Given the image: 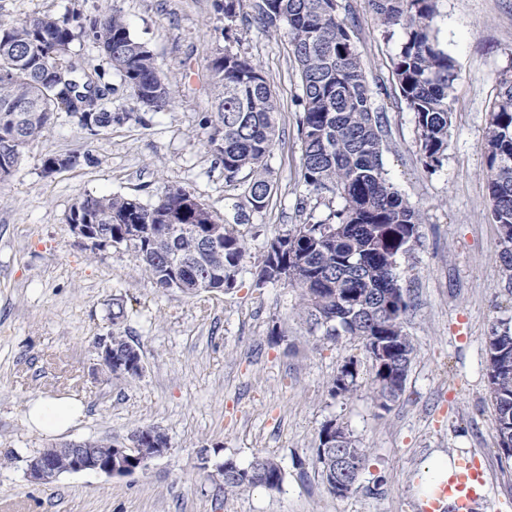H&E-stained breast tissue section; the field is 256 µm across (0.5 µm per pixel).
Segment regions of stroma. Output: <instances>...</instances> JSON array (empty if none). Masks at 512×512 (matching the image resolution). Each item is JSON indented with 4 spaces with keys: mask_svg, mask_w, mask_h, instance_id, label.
Masks as SVG:
<instances>
[{
    "mask_svg": "<svg viewBox=\"0 0 512 512\" xmlns=\"http://www.w3.org/2000/svg\"><path fill=\"white\" fill-rule=\"evenodd\" d=\"M341 18L364 64L374 106L384 112L382 160L390 180L419 209V239L398 263L410 299L405 330L417 355L405 390L389 410L374 404L372 364L350 337L330 342L297 314L286 283L256 287L267 242L308 219H324L340 199L299 210L298 127L302 94L287 31L242 22L224 38L216 0H0V23L69 10L118 13L147 42L172 100L161 111L135 105L134 92L92 39L70 58L104 92L111 112L97 133L66 110L23 151L0 183V512H422L414 493L419 466L441 451L482 472L478 512H512V459L501 458L489 398L486 336L493 321H512V292L502 280L499 232L488 208L482 150L495 79L512 65V0H438L434 27L454 59L452 126L445 159L428 171L414 116L392 75L402 32L380 25L368 0H340ZM257 63L278 107L279 139L267 164L275 186L266 208L240 230L249 250L234 288L187 296L152 288L125 247L90 253L67 222L85 196L123 195L154 203L171 185L213 214L230 218L239 189L206 145L213 111L210 62L223 50ZM86 151L91 162L45 175L46 158ZM125 318L113 322V303ZM117 330L140 347L144 369L130 378L101 369L93 342ZM355 362L357 391L332 398L328 383ZM62 395L85 412L59 441H125L154 426L169 441L164 456L126 476L95 472L32 482L26 463L54 438L27 422L30 401ZM347 426L368 463L355 490L328 494L315 461L328 421ZM248 464L267 454L285 478L277 490L225 493L201 459Z\"/></svg>",
    "mask_w": 512,
    "mask_h": 512,
    "instance_id": "1",
    "label": "stroma"
}]
</instances>
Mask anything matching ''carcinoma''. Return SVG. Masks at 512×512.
<instances>
[{"instance_id": "carcinoma-1", "label": "carcinoma", "mask_w": 512, "mask_h": 512, "mask_svg": "<svg viewBox=\"0 0 512 512\" xmlns=\"http://www.w3.org/2000/svg\"><path fill=\"white\" fill-rule=\"evenodd\" d=\"M438 0H370L387 29L402 30L393 60L400 97L414 113L418 147L425 165L435 170L448 150L454 102L455 64L441 46L433 26ZM240 0H222L224 37L236 26ZM339 0H250L246 21L266 32L288 29L292 54L301 73L299 130L302 178L310 199L338 197L340 208L324 219L302 224L274 237L277 260L262 255L256 285L288 278L299 291L298 312L323 338L343 336L369 347L374 339L393 336L389 362L374 369L375 401L387 410L400 398L415 347L405 331L409 302L397 273L398 260L417 242L418 209L406 202L387 177L382 162L383 113L373 108V92L349 29L339 15ZM92 38L112 68L134 91L136 103L161 109L171 91L147 42L134 37L122 17L72 13L43 15L18 24L0 23V181L7 179L22 151L51 125L63 107L87 127L107 126L112 113L98 108L91 82L79 84L77 66L68 59L76 32ZM214 107L207 145L224 167V180L241 187V212L234 223L218 219L180 186H169L146 205L122 195L80 198L73 209L90 224L112 233V241L130 250L152 287L188 296L224 291L236 284L246 253L238 225L247 211L268 203L274 184L266 160L279 136L277 103L260 66L229 50L210 63ZM497 92L487 111L483 153L490 216L497 224L499 261L505 287L512 292V66L496 78ZM224 224L213 256L201 251L208 224ZM488 348L504 349L507 365L489 362L490 395L499 449L512 458V323H492ZM357 375L340 370L330 382L332 397H351ZM341 441H324L332 425ZM151 448L168 447L156 427H143ZM316 460L326 490L336 496L337 482L355 487L368 458L366 449L341 423L330 420L319 433ZM285 474L275 457L258 455L247 466L224 469L226 492L275 490Z\"/></svg>"}]
</instances>
